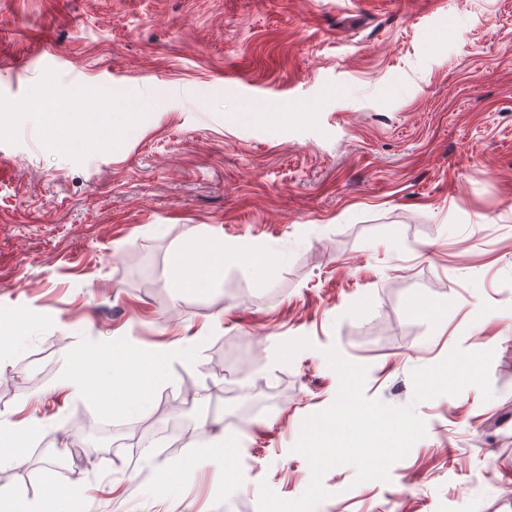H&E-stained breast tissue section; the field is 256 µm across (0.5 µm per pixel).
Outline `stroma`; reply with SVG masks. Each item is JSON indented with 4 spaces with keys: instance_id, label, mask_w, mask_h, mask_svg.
<instances>
[{
    "instance_id": "stroma-1",
    "label": "stroma",
    "mask_w": 512,
    "mask_h": 512,
    "mask_svg": "<svg viewBox=\"0 0 512 512\" xmlns=\"http://www.w3.org/2000/svg\"><path fill=\"white\" fill-rule=\"evenodd\" d=\"M0 0V325L28 314L0 372V420L50 434L0 464V488L65 512H257L261 485L300 497L293 446L336 398L333 347L365 394L413 406L426 434L388 481L330 469L315 512H512V0ZM111 79L138 122L65 138L33 124L46 83L91 112ZM251 245L212 287L168 269L188 234ZM187 344L152 408L111 417L67 388L64 351ZM493 351L473 386L414 402L411 373L454 347ZM261 411L225 428L232 491L209 469L164 485L194 429L223 421L225 370ZM178 419L164 452L128 439ZM255 455L259 470L241 463ZM44 490L39 497L30 498L27 489L16 485L4 491L0 489V503L5 498L9 501L25 504L24 512H63L58 505V487L55 481H45Z\"/></svg>"
}]
</instances>
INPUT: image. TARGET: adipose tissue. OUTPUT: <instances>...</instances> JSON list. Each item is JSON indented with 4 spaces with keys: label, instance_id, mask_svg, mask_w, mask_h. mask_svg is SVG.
Here are the masks:
<instances>
[{
    "label": "adipose tissue",
    "instance_id": "obj_1",
    "mask_svg": "<svg viewBox=\"0 0 512 512\" xmlns=\"http://www.w3.org/2000/svg\"><path fill=\"white\" fill-rule=\"evenodd\" d=\"M249 257L246 246L227 247L191 234L178 249L170 266V276L182 288H208L226 265L246 263ZM171 357L168 350L114 351L107 357L97 350L71 354L67 360L75 365L76 371L69 375L68 381L84 396L95 400L104 413L141 414L151 409L150 385L165 381L163 366ZM104 372L111 373V386H98L96 376ZM196 465L209 467L218 486L227 487L232 474V459L220 440L200 446L188 458L165 465L159 472V479L164 484L179 482L183 473Z\"/></svg>",
    "mask_w": 512,
    "mask_h": 512
}]
</instances>
